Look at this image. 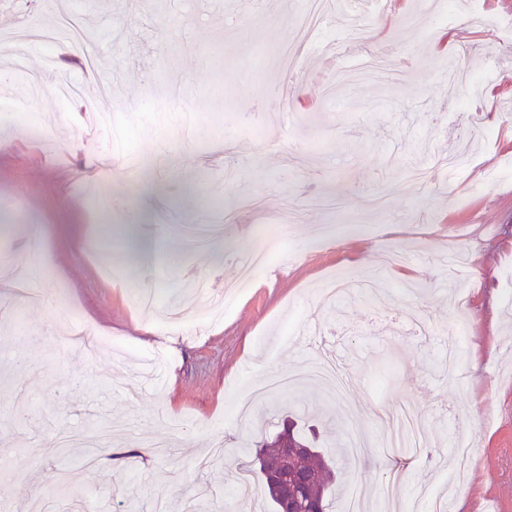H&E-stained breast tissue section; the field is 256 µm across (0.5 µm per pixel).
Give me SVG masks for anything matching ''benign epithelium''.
<instances>
[{"mask_svg":"<svg viewBox=\"0 0 512 512\" xmlns=\"http://www.w3.org/2000/svg\"><path fill=\"white\" fill-rule=\"evenodd\" d=\"M279 449V458L260 471L264 482L282 502L281 512H313L309 507L312 495L309 480L301 472L304 458L312 449L294 437V433L283 430L274 440Z\"/></svg>","mask_w":512,"mask_h":512,"instance_id":"obj_1","label":"benign epithelium"}]
</instances>
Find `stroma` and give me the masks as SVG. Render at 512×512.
<instances>
[{"mask_svg": "<svg viewBox=\"0 0 512 512\" xmlns=\"http://www.w3.org/2000/svg\"><path fill=\"white\" fill-rule=\"evenodd\" d=\"M244 2L0 0L5 30L66 14L96 33L0 41V108L35 75L83 91L0 119V296L30 266L55 274L40 302L0 306V512H240L248 447L287 419L334 456L340 499L431 512L464 442L450 512H512V0H387L375 17L343 0L308 34L306 0H255L245 40L224 22ZM217 109L237 122L213 131ZM258 224L286 235L222 318L152 325L139 296L169 303L193 278L223 292ZM334 271L381 279L388 302L320 312ZM74 323L111 349L88 356ZM324 357L344 400L310 381L235 419L257 376ZM404 405L424 454L382 446L376 414ZM62 433L109 442L89 464L53 452Z\"/></svg>", "mask_w": 512, "mask_h": 512, "instance_id": "1", "label": "stroma"}]
</instances>
